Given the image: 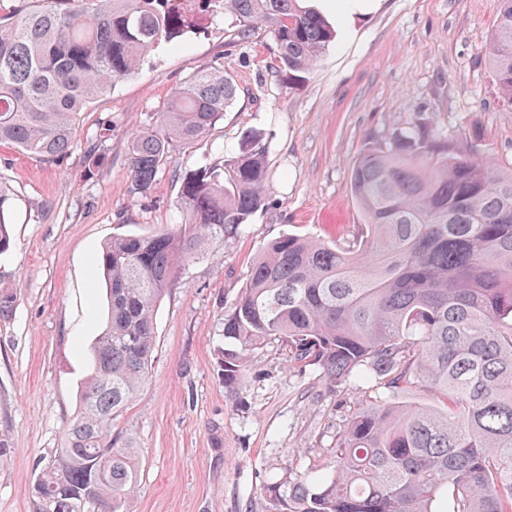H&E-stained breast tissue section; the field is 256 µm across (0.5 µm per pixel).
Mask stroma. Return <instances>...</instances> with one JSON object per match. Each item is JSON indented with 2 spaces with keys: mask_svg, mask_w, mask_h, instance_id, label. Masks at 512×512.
<instances>
[{
  "mask_svg": "<svg viewBox=\"0 0 512 512\" xmlns=\"http://www.w3.org/2000/svg\"><path fill=\"white\" fill-rule=\"evenodd\" d=\"M499 0H376L354 20L324 16L336 39L297 86L273 69L275 42L261 27L239 40L231 17L164 44L139 71L79 114L80 143L47 162L0 144V187L13 203V248L0 256V289L17 296L0 321V512H30L40 462L60 448L78 408L89 351L106 316L94 288L97 249L112 236L150 235L184 218L177 177L238 149L250 128L267 132L269 204L182 267L157 313L152 376L113 425L138 452L140 485L127 512H276L267 484L327 473L336 441L361 408L446 400L419 385H330L318 366L291 362L272 340L255 348L237 393L215 355L224 313L245 288L264 246L290 232L343 245L363 217L350 191L354 161L399 133L426 129L449 152L478 146L512 164V106L485 59ZM223 58L237 97L193 150L173 151L151 195H130L125 150L155 121L172 90ZM110 122L107 158L87 174L82 147Z\"/></svg>",
  "mask_w": 512,
  "mask_h": 512,
  "instance_id": "35a3bbf8",
  "label": "stroma"
}]
</instances>
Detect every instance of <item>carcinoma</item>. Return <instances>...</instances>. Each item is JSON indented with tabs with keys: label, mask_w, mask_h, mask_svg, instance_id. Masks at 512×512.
<instances>
[{
	"label": "carcinoma",
	"mask_w": 512,
	"mask_h": 512,
	"mask_svg": "<svg viewBox=\"0 0 512 512\" xmlns=\"http://www.w3.org/2000/svg\"><path fill=\"white\" fill-rule=\"evenodd\" d=\"M20 0L0 21V144L55 161L77 146L76 116L136 73L163 43L229 15L237 36L274 35L278 73L303 80L336 38L309 0ZM487 61L512 106V0H500ZM237 86L224 60L171 94L157 120L127 143L130 192L146 196L169 154L224 119ZM102 132L84 153L104 161ZM265 133L248 131L219 166L179 176L183 224L152 236L117 235L95 255L107 321L91 347L79 411L39 469L32 512H125L139 487L133 441L112 434L149 380L156 312L187 263L267 206ZM351 193L365 230L347 245L282 235L267 244L224 312L217 350L224 388L238 389L251 351L285 343L296 363L331 384L419 383L445 411L381 403L355 413L331 469L270 484L276 512H512V165L475 148L448 154L426 132L401 133L354 162ZM10 194L0 188V255L13 241ZM16 296L0 290V319Z\"/></svg>",
	"instance_id": "carcinoma-1"
}]
</instances>
